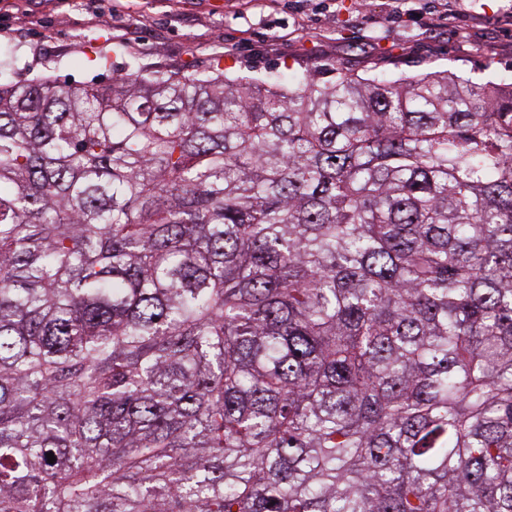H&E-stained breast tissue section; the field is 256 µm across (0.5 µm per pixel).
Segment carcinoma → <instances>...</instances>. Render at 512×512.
Returning a JSON list of instances; mask_svg holds the SVG:
<instances>
[{
  "label": "carcinoma",
  "instance_id": "cac0c4a2",
  "mask_svg": "<svg viewBox=\"0 0 512 512\" xmlns=\"http://www.w3.org/2000/svg\"><path fill=\"white\" fill-rule=\"evenodd\" d=\"M0 512H512V85L0 78Z\"/></svg>",
  "mask_w": 512,
  "mask_h": 512
}]
</instances>
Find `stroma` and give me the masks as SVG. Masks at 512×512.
I'll return each mask as SVG.
<instances>
[{
	"instance_id": "stroma-1",
	"label": "stroma",
	"mask_w": 512,
	"mask_h": 512,
	"mask_svg": "<svg viewBox=\"0 0 512 512\" xmlns=\"http://www.w3.org/2000/svg\"><path fill=\"white\" fill-rule=\"evenodd\" d=\"M0 59L12 80L72 86L109 82L131 60L257 76L340 62L507 85L512 0H0Z\"/></svg>"
}]
</instances>
